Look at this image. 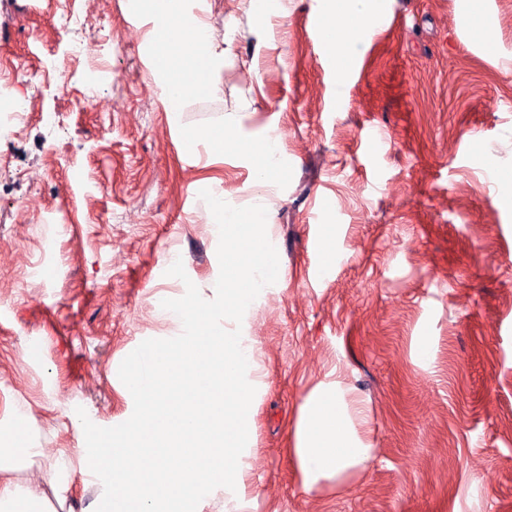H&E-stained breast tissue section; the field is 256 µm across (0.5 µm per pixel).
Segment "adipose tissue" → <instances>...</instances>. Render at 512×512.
<instances>
[{
  "label": "adipose tissue",
  "mask_w": 512,
  "mask_h": 512,
  "mask_svg": "<svg viewBox=\"0 0 512 512\" xmlns=\"http://www.w3.org/2000/svg\"><path fill=\"white\" fill-rule=\"evenodd\" d=\"M360 0H322L326 22L342 27L345 40L335 41L337 55H344L347 37L368 34L372 18L381 11L379 4L359 9ZM130 10L161 19L146 44L157 57L164 78L163 102L172 124H179L185 104L192 98V82L203 85L207 96L221 91L225 49L217 44L210 23L197 14L188 0H128ZM225 146L243 147L253 159L255 185L271 183L280 171L277 139L240 143L225 138ZM352 414L338 388L320 385L307 397L295 425L296 446L293 453L305 487L323 479H339L349 470L362 466L370 457L371 446L347 423ZM38 448L18 439L8 451L0 452V512H56L67 498L58 481L59 464L47 467L42 480L32 484L17 474L41 456Z\"/></svg>",
  "instance_id": "obj_1"
}]
</instances>
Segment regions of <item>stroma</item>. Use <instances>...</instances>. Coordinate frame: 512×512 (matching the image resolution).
Returning a JSON list of instances; mask_svg holds the SVG:
<instances>
[{"label": "stroma", "instance_id": "obj_1", "mask_svg": "<svg viewBox=\"0 0 512 512\" xmlns=\"http://www.w3.org/2000/svg\"><path fill=\"white\" fill-rule=\"evenodd\" d=\"M59 1L0 0V61L63 54ZM484 2L495 52L465 31L458 0H385L341 67L312 40L320 0H277L264 16L254 0H207L230 49L222 91L210 112L189 100L175 126L141 57L153 18L100 0L112 25L82 29L73 78L93 98L55 95L67 119L51 134L35 120L23 139L0 128V153L26 173L0 186V423L23 414L44 451L23 479L79 460L77 408L101 427L131 416L118 368L176 333L161 298L189 281L213 297L207 189L235 207L263 196L281 269L242 321L256 393L240 512H512V0ZM272 129L284 165L260 190L251 158L218 136ZM318 235L333 257L324 278ZM178 259L187 281L166 274ZM322 382L361 407L372 458L308 490L294 428ZM61 476L68 507L95 512L101 481Z\"/></svg>", "mask_w": 512, "mask_h": 512}]
</instances>
